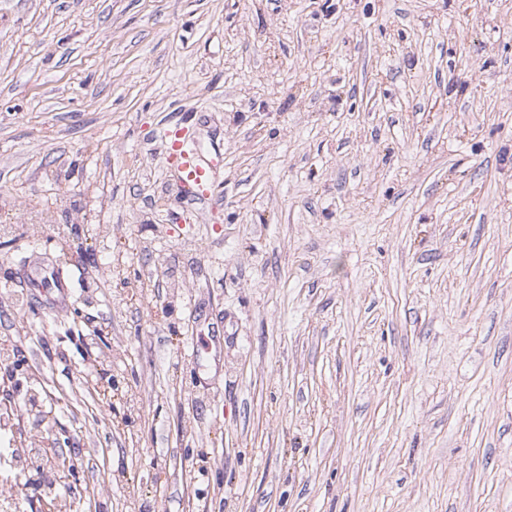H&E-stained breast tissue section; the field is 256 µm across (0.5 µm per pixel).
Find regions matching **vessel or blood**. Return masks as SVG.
Wrapping results in <instances>:
<instances>
[{"mask_svg": "<svg viewBox=\"0 0 512 512\" xmlns=\"http://www.w3.org/2000/svg\"><path fill=\"white\" fill-rule=\"evenodd\" d=\"M167 162L177 178L169 187L170 195L185 204L201 207H218L222 198L214 186V158L174 141Z\"/></svg>", "mask_w": 512, "mask_h": 512, "instance_id": "1", "label": "vessel or blood"}]
</instances>
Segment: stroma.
Returning a JSON list of instances; mask_svg holds the SVG:
<instances>
[{"label": "stroma", "mask_w": 512, "mask_h": 512, "mask_svg": "<svg viewBox=\"0 0 512 512\" xmlns=\"http://www.w3.org/2000/svg\"><path fill=\"white\" fill-rule=\"evenodd\" d=\"M0 338L74 512H512V0H0ZM167 162L177 174V179L169 186L170 195L186 205L210 208L222 205V196L214 186V158L189 149L182 141L176 140L168 153Z\"/></svg>", "instance_id": "1"}]
</instances>
